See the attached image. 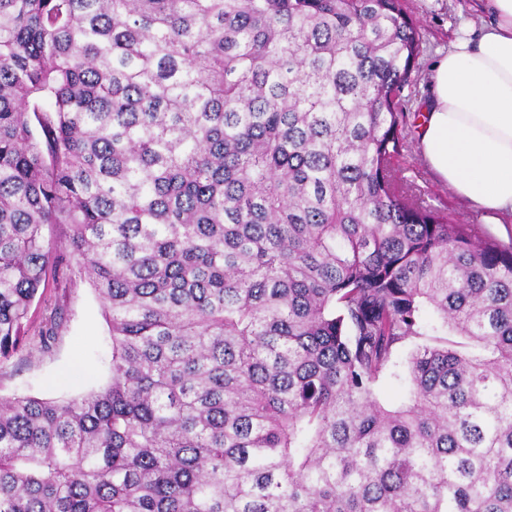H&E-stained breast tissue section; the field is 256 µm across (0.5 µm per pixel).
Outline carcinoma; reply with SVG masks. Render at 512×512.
<instances>
[{"mask_svg":"<svg viewBox=\"0 0 512 512\" xmlns=\"http://www.w3.org/2000/svg\"><path fill=\"white\" fill-rule=\"evenodd\" d=\"M421 44L401 0H0V363L72 263L112 336L0 398V512H512V246L395 168Z\"/></svg>","mask_w":512,"mask_h":512,"instance_id":"1","label":"carcinoma"}]
</instances>
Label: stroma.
<instances>
[{"label": "stroma", "mask_w": 512, "mask_h": 512, "mask_svg": "<svg viewBox=\"0 0 512 512\" xmlns=\"http://www.w3.org/2000/svg\"><path fill=\"white\" fill-rule=\"evenodd\" d=\"M406 13L421 27L423 41L410 81L400 93L403 149L398 173L411 181L432 206L463 225L476 240L512 243V223L495 224L486 212L460 199L424 159L419 145L421 107L431 96L438 60L469 25L480 26L482 0H402ZM66 320L50 351H41L39 333L57 310ZM26 346L0 364V398L26 394L70 398L106 386L111 377L112 341L100 300L76 266L61 268L57 279L39 289L29 311Z\"/></svg>", "instance_id": "obj_1"}]
</instances>
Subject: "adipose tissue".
I'll list each match as a JSON object with an SVG mask.
<instances>
[{
	"label": "adipose tissue",
	"instance_id": "obj_1",
	"mask_svg": "<svg viewBox=\"0 0 512 512\" xmlns=\"http://www.w3.org/2000/svg\"><path fill=\"white\" fill-rule=\"evenodd\" d=\"M488 9L436 64L419 142L461 197L512 217V0H488Z\"/></svg>",
	"mask_w": 512,
	"mask_h": 512
}]
</instances>
